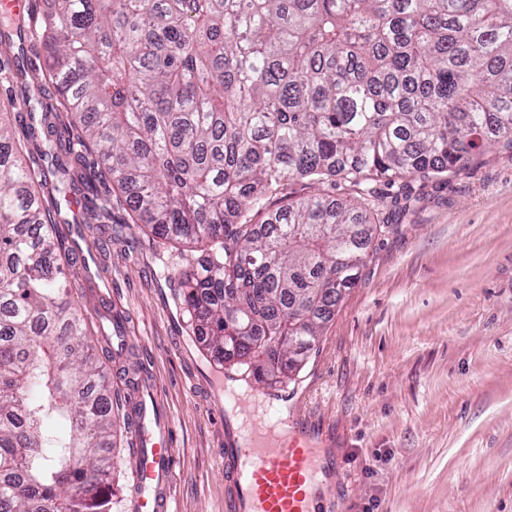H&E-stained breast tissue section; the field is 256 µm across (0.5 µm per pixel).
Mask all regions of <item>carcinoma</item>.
<instances>
[{"label":"carcinoma","instance_id":"carcinoma-1","mask_svg":"<svg viewBox=\"0 0 512 512\" xmlns=\"http://www.w3.org/2000/svg\"><path fill=\"white\" fill-rule=\"evenodd\" d=\"M26 141L0 120V512H111L109 378L65 279L61 201L124 206L180 277L187 329L244 381H296L360 281L371 205L512 146V0H52ZM51 157L52 169L34 157ZM302 179L343 181L250 214Z\"/></svg>","mask_w":512,"mask_h":512}]
</instances>
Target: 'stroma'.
Returning a JSON list of instances; mask_svg holds the SVG:
<instances>
[{"label": "stroma", "mask_w": 512, "mask_h": 512, "mask_svg": "<svg viewBox=\"0 0 512 512\" xmlns=\"http://www.w3.org/2000/svg\"><path fill=\"white\" fill-rule=\"evenodd\" d=\"M414 188L294 386L312 422L334 430L326 512H512V149L488 147L448 182ZM112 215L82 225L87 261L65 272L108 367L113 477L130 478L135 373L158 389L176 442L173 512H224L221 427L198 391L217 367L173 299L205 255L162 267L152 236L120 207ZM108 308L133 340L118 357L99 334Z\"/></svg>", "instance_id": "35a3bbf8"}]
</instances>
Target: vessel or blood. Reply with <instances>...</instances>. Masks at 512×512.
I'll return each instance as SVG.
<instances>
[{
    "mask_svg": "<svg viewBox=\"0 0 512 512\" xmlns=\"http://www.w3.org/2000/svg\"><path fill=\"white\" fill-rule=\"evenodd\" d=\"M130 415L133 423L129 487L131 512H172L176 452L171 427L156 388L146 390ZM287 387L267 390L262 400L273 414L240 425L246 403L228 392L216 399L224 425L225 512H322L330 475L336 470L327 449L303 423L306 411L294 404L289 415L278 406Z\"/></svg>",
    "mask_w": 512,
    "mask_h": 512,
    "instance_id": "1",
    "label": "vessel or blood"
}]
</instances>
